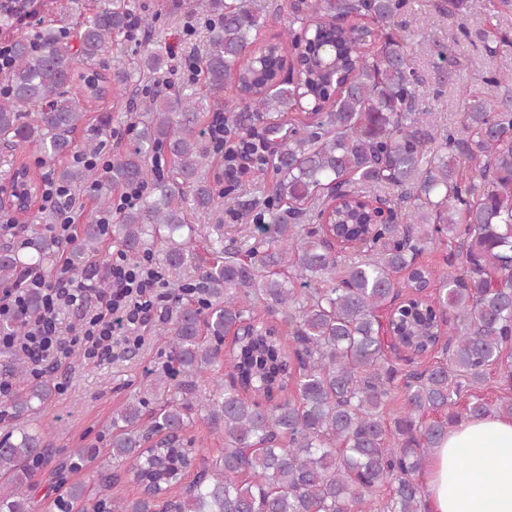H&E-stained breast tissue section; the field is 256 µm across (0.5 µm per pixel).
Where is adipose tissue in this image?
Segmentation results:
<instances>
[{"label": "adipose tissue", "instance_id": "adipose-tissue-1", "mask_svg": "<svg viewBox=\"0 0 512 512\" xmlns=\"http://www.w3.org/2000/svg\"><path fill=\"white\" fill-rule=\"evenodd\" d=\"M479 459L464 465V451ZM425 512H512V417L465 418L431 449L423 481Z\"/></svg>", "mask_w": 512, "mask_h": 512}]
</instances>
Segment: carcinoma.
Masks as SVG:
<instances>
[{"mask_svg":"<svg viewBox=\"0 0 512 512\" xmlns=\"http://www.w3.org/2000/svg\"><path fill=\"white\" fill-rule=\"evenodd\" d=\"M197 8L210 20L203 85L214 97L235 89L237 99L224 101L232 128L249 132L265 119L266 138L278 141L277 179L259 212L276 214L272 227L257 226L271 236L244 258L224 244L222 224L214 225L211 258L195 252L192 220L217 204L202 175L214 145L193 85L142 87L169 69V56L153 46L154 19L136 0H104L94 10L88 0H70L67 17L14 36L13 63L0 73V148L33 147L60 162L53 174L69 189L98 183L104 218L114 193L151 184L115 221L82 225L69 264L86 268L107 236L130 262L149 257L172 284L199 290L162 327L172 337V365L149 385L155 406L129 401L110 421L105 456L142 493L114 497L112 474L96 470L93 512H365L378 496L382 512H421L420 473L448 426L490 412L512 416L511 402L493 407L476 393L493 367L512 380L503 360L512 343V67L484 77L504 88L499 101L468 96L460 127L436 134L413 67L423 20L404 34L410 0H299L288 28L258 54L264 6L197 0ZM352 15L376 24L382 41L374 53L357 28L340 25ZM27 16L3 11L0 28L16 31ZM313 36L335 46L322 66L312 65ZM123 41L143 45L131 68L112 60V46ZM290 46L302 48L295 79L280 74ZM437 55L443 84L457 60L447 47ZM127 89L132 145L102 174L67 161L97 153L112 133L110 116L89 118L90 102ZM301 107L311 122H290L283 132L281 118ZM18 173L37 194L42 177L25 162ZM375 190L391 192L386 224L367 207ZM444 237L456 243L465 274L418 265ZM58 251L34 229L21 248L1 242L0 285L53 264ZM404 291L396 336L417 352L446 333L450 339L447 354L419 371L399 367L383 335L381 311ZM259 309L283 330L261 321ZM243 325L249 334L222 351L225 336ZM221 356L232 381L216 379L209 394L197 393L196 379ZM0 376L18 386L9 402L17 420L52 393L50 380L27 379L28 358L19 352ZM398 391L399 411L388 419L383 410ZM194 408L224 434V448L184 486L196 464L185 436ZM51 454L40 432L17 427L0 437V512H31L38 469ZM98 454L76 448L59 467L77 469ZM86 499L85 483L70 484L61 512Z\"/></svg>","mask_w":512,"mask_h":512,"instance_id":"1","label":"carcinoma"}]
</instances>
